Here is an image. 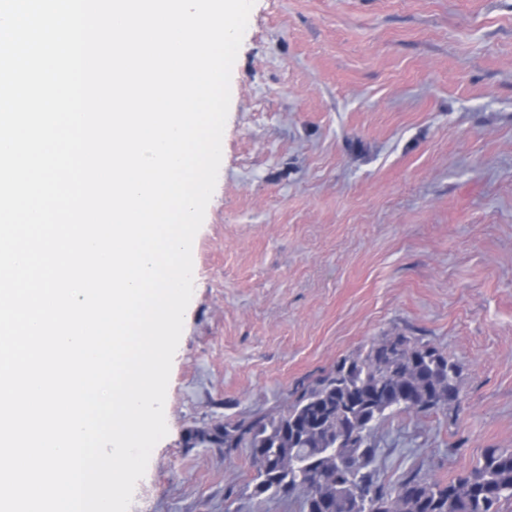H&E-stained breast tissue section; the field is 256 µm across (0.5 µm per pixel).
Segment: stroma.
<instances>
[{"label":"stroma","instance_id":"1","mask_svg":"<svg viewBox=\"0 0 512 512\" xmlns=\"http://www.w3.org/2000/svg\"><path fill=\"white\" fill-rule=\"evenodd\" d=\"M230 89L168 434L129 512H300L253 497L248 449L190 435L385 336L456 361L463 402L381 420L378 485L512 448V0H256Z\"/></svg>","mask_w":512,"mask_h":512}]
</instances>
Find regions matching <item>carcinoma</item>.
Masks as SVG:
<instances>
[{
    "label": "carcinoma",
    "instance_id": "obj_1",
    "mask_svg": "<svg viewBox=\"0 0 512 512\" xmlns=\"http://www.w3.org/2000/svg\"><path fill=\"white\" fill-rule=\"evenodd\" d=\"M459 370L437 348L385 336L340 360L274 414L217 423L202 437L216 448H247L253 496L301 499L302 512H503L512 502V449L488 448L446 482L405 476L392 492L377 485L371 433L386 412L460 407ZM356 466L336 470V457Z\"/></svg>",
    "mask_w": 512,
    "mask_h": 512
}]
</instances>
